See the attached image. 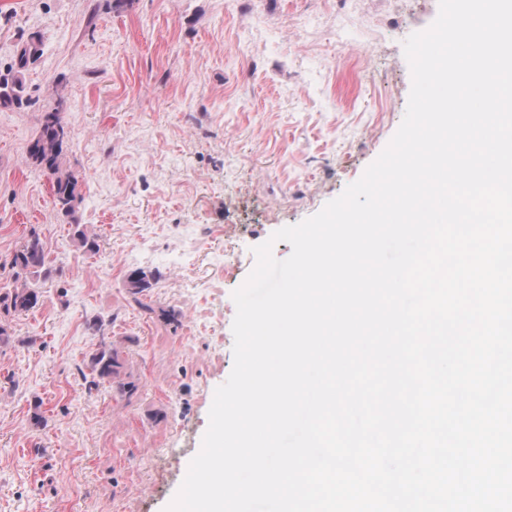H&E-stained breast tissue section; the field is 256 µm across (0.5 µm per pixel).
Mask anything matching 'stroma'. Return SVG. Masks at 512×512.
<instances>
[{
  "label": "stroma",
  "mask_w": 512,
  "mask_h": 512,
  "mask_svg": "<svg viewBox=\"0 0 512 512\" xmlns=\"http://www.w3.org/2000/svg\"><path fill=\"white\" fill-rule=\"evenodd\" d=\"M438 13L439 0H0V74L42 44L24 105L0 107V262L33 229L53 270L36 309L0 319V512H165L233 369L232 294L254 247L387 147L412 86L403 43ZM363 45L379 49L368 67ZM58 102L95 254L26 161ZM139 268L156 278L137 302L125 280ZM96 319L131 400L91 384Z\"/></svg>",
  "instance_id": "1"
}]
</instances>
